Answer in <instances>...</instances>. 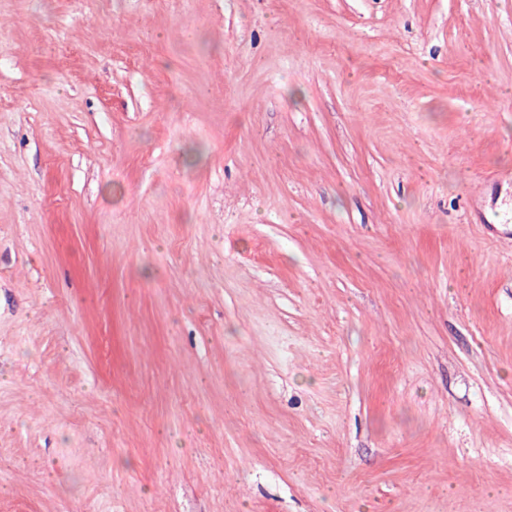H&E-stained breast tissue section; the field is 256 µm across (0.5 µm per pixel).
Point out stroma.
I'll use <instances>...</instances> for the list:
<instances>
[{"instance_id": "stroma-1", "label": "stroma", "mask_w": 512, "mask_h": 512, "mask_svg": "<svg viewBox=\"0 0 512 512\" xmlns=\"http://www.w3.org/2000/svg\"><path fill=\"white\" fill-rule=\"evenodd\" d=\"M0 512H512V0H0Z\"/></svg>"}]
</instances>
